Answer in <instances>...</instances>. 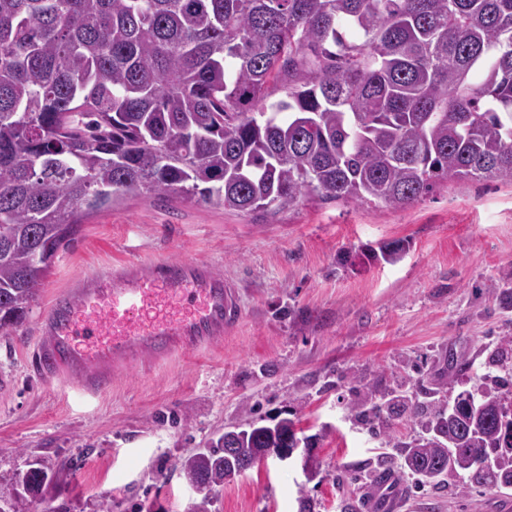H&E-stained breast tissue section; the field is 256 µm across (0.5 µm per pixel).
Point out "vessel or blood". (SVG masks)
<instances>
[{
	"instance_id": "b4317fda",
	"label": "vessel or blood",
	"mask_w": 512,
	"mask_h": 512,
	"mask_svg": "<svg viewBox=\"0 0 512 512\" xmlns=\"http://www.w3.org/2000/svg\"><path fill=\"white\" fill-rule=\"evenodd\" d=\"M238 319L234 287L191 257L126 263L78 277L41 319L34 360L47 379L70 372L83 394L107 389L106 365L195 351Z\"/></svg>"
}]
</instances>
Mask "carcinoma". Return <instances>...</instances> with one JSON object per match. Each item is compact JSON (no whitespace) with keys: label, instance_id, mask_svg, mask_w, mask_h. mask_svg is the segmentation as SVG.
<instances>
[{"label":"carcinoma","instance_id":"cac0c4a2","mask_svg":"<svg viewBox=\"0 0 512 512\" xmlns=\"http://www.w3.org/2000/svg\"><path fill=\"white\" fill-rule=\"evenodd\" d=\"M465 179L512 182V0H0L1 333L81 219L127 194L398 208ZM508 386L485 374L430 405L433 435L396 444L404 467L512 488ZM371 401L351 409L379 420ZM235 435L180 460L191 485L307 441L288 418ZM20 478L0 512H30L54 474Z\"/></svg>","mask_w":512,"mask_h":512}]
</instances>
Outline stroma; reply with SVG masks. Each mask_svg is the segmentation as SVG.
<instances>
[{
    "label": "stroma",
    "mask_w": 512,
    "mask_h": 512,
    "mask_svg": "<svg viewBox=\"0 0 512 512\" xmlns=\"http://www.w3.org/2000/svg\"><path fill=\"white\" fill-rule=\"evenodd\" d=\"M394 264L359 261L392 241ZM191 257L239 288L241 320L198 353L118 369L96 397L67 375L32 367L39 317L72 276L118 261ZM512 270V183L464 180L410 206L371 208L304 199L270 215L200 201L128 195L83 220L27 319L0 335V496L25 458L41 459L56 483L37 512H187L202 494L176 461L224 429L283 417L311 437L321 467L302 473L303 453L269 458L214 492L212 512H341L360 499L378 462L393 492L379 512H505L512 489H469L462 477L417 487L401 466L405 422L372 432L350 410L358 391L377 401L414 388L436 391L488 372V356L512 337L501 296Z\"/></svg>",
    "instance_id": "35a3bbf8"
}]
</instances>
